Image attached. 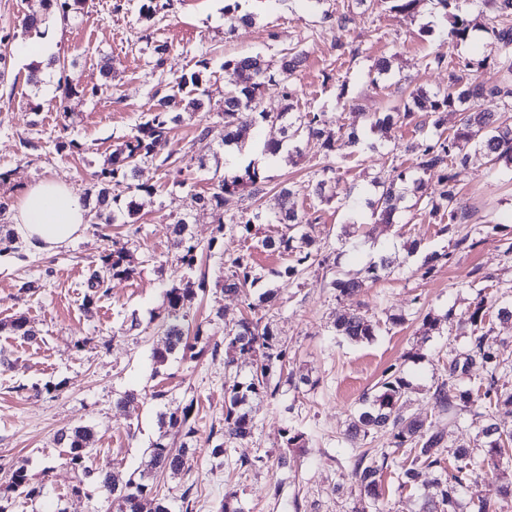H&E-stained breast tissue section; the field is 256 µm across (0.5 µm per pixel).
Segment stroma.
<instances>
[{"mask_svg":"<svg viewBox=\"0 0 512 512\" xmlns=\"http://www.w3.org/2000/svg\"><path fill=\"white\" fill-rule=\"evenodd\" d=\"M144 0H86L75 20H51L44 34H32L31 44L50 43L53 65L40 72L39 84L28 81L32 65L10 52L0 79V169L12 173L0 196L12 198L18 187L52 177L84 193L93 172L100 170L112 151L149 113L156 92H170L181 74L197 70L207 60L205 78L209 96L200 115L174 124L158 156L176 151L192 174L178 185L175 172L142 164L138 182L153 186L139 194L136 224L88 225L84 234L57 253L46 256L29 248L0 254V485L9 471L25 467L40 497L29 500L11 495L10 512H107L109 504L93 480L78 482L57 442L60 431L89 426L95 431L92 465L128 474L143 468L149 446L160 434L159 416L185 405L196 415V433L189 441L188 459L181 475L161 476L159 495L172 512H215L225 491L238 494L241 512H359L361 495L352 478L359 452L370 458L388 455L383 484L391 512H419L424 485L431 472H422L415 487L398 490L397 474L403 460L391 452L389 438L376 434L352 448L345 430L387 368H395L410 382L412 412L432 416L428 388L444 378L443 363L450 350L466 340L456 334V323L492 276L500 291L512 290V255L504 254L502 240L512 239V167H492L473 155L460 176L459 198L470 211L462 232L478 234L475 249L451 250L446 237L408 196L398 223H375L365 206L375 191V178L396 164L411 166L410 143L432 134V127L407 126L384 136L359 125V147L328 158L319 140H303L301 153L277 160L263 158L269 136L267 124L251 129L229 162L219 146V134L198 137L200 121L220 126L224 87L230 77L226 59L261 55L278 63L284 50L301 54L303 62L292 78L298 112L327 113L336 124H347L357 112H387L410 92L445 88L448 72L430 66L429 58L443 53L453 60H485L476 77L491 86L500 80L498 50L488 33L496 11L486 5L479 26L468 38L452 41V16L436 0H421L412 13L390 10L385 0H171L167 9L146 18ZM240 3L252 13L250 25L228 30L224 10ZM172 46L163 65H156L153 48ZM388 58L390 73L378 79L377 59ZM109 75H102L101 66ZM76 88L77 96L63 98L60 84ZM99 86L96 97L80 96L82 88ZM261 160L267 190L260 209L277 208L276 194L285 183L299 186L300 209L317 214L314 235L322 252L341 250L331 277L311 270L299 283L278 277L290 256L270 253L260 243H246L239 235L215 237L210 210L191 204V194H208L231 167ZM335 163L338 174L332 201L309 195L306 186L315 172ZM186 218L199 245L195 276L206 277L205 296L190 310L199 325L203 352L193 362L170 356L164 364L152 358L161 333L152 318L161 311L166 284L179 279L172 248V226ZM361 225L358 246L342 248V225ZM125 243L138 273L132 279H114L109 294L90 298L88 279L111 241ZM418 241V252L407 250ZM250 249L262 275L261 288H278L274 307L277 331L290 352V372L308 377L297 387L282 384L276 397L250 402L256 424L253 439L227 447L213 458L217 442L213 424L224 417L223 356L213 355L224 343V326L245 316L240 297L222 293L214 283L224 274L229 257ZM452 251L449 263L437 264L430 275L419 268L433 252ZM388 256L394 271L348 300L337 297L330 278L347 279L380 256ZM33 290L22 291L26 282ZM376 318L404 315L403 325L381 330L369 343L351 344L336 338L331 325L353 309ZM442 317L441 330L419 332L426 314ZM26 317L37 330L27 341L7 330L14 318ZM141 322L139 332H127L130 318ZM136 393L134 402L117 406L124 393ZM295 426L305 434L303 447L285 449L283 431ZM288 453L287 469L276 466ZM263 457V466L243 470L240 459ZM81 485L73 493V485ZM280 485V496L270 489ZM189 502H182V494Z\"/></svg>","mask_w":512,"mask_h":512,"instance_id":"obj_1","label":"stroma"}]
</instances>
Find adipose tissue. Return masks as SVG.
<instances>
[{"mask_svg":"<svg viewBox=\"0 0 512 512\" xmlns=\"http://www.w3.org/2000/svg\"><path fill=\"white\" fill-rule=\"evenodd\" d=\"M10 209L17 235L32 249L50 255L84 234L88 204L66 183L45 178L23 187Z\"/></svg>","mask_w":512,"mask_h":512,"instance_id":"ef3b65f1","label":"adipose tissue"}]
</instances>
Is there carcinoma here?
Here are the masks:
<instances>
[{
    "mask_svg": "<svg viewBox=\"0 0 512 512\" xmlns=\"http://www.w3.org/2000/svg\"><path fill=\"white\" fill-rule=\"evenodd\" d=\"M40 9L25 15L18 23V31L12 40H23L32 32L40 31L49 17L56 14L62 22L76 16L85 0H39ZM499 11L498 26L493 28V37L498 45V66L502 73L498 84L487 87L481 82H463L461 73L481 67V63L470 60L454 62L446 55L437 53L428 64L448 68V85L429 94L417 90L409 99L389 112H374L366 115L370 129L399 130L411 123L424 128L426 121H418L419 113L431 120L435 133L424 136L413 143L415 163L410 168L394 167L384 181H375L382 187L378 198L367 200L371 216L383 224L395 223L399 205L406 193L426 191L427 183L433 181L436 188L427 194L425 208L438 224V233L454 239V247L472 249L481 240L469 235L457 236L459 227L467 222L469 212L458 199V178L471 157V153L485 155L489 162L512 164V119L502 113L483 112L479 102L487 97H498L504 107L512 108V0H494ZM471 20L461 14L454 15L451 39L462 40L468 36ZM299 54L288 52L282 55L278 67L260 55H244L224 61V70L233 77L232 87L224 91V113H222V145L236 144L242 136L258 123L279 126L283 138L267 141L264 154L275 157L283 147V141L298 143L304 139H317L327 153H336L346 147L359 144L355 125L333 128L325 112H295L290 101L294 96L292 76L299 65ZM201 69L183 74L176 80L178 91L160 97L144 122L112 152V157L95 172L94 219L97 224H112L121 218H132L137 214L134 196L140 192H151V187L135 182L140 165L156 160L155 148L167 139L170 124L182 115L199 112L203 97L209 90L203 86V69L208 63H200ZM280 88L288 101L283 111L271 115L259 110V100L266 86ZM459 108L460 125L447 134L443 127V114L451 108ZM336 166L322 167L316 176L313 192L320 196L326 183L336 179ZM262 174L250 163L223 177L207 194L191 195V203L211 210L216 216V233L224 237L236 233L248 240L257 235V225L278 224L281 231L261 239V246L272 252L293 256L292 264L275 272L281 278L297 280L309 269L317 267L328 271L338 257L323 254L315 249L312 235L314 219L308 212L295 208L294 198L298 189L293 184L280 189L278 210L271 215L261 211L241 208L231 212V205L243 193L254 197L260 192ZM174 257L178 268L184 271L179 283L172 284L164 292V309L160 315L162 343L155 347L152 357L159 364L169 356L179 353L186 361H194L202 353L198 349L201 336L195 332L189 336L186 322L191 302L198 293H206L208 282L202 277L196 281L189 276L197 262L198 245L187 234V223L178 219L174 224L172 240ZM101 268L93 270L89 288L93 294L106 292L108 282L114 277L130 279L137 274L136 267L127 260L125 247L112 242L100 256ZM221 290L226 294L242 295L252 317H243L231 329H224V368L234 366V355L250 353L256 357V368L247 383L237 379L224 381V424L216 430L221 442L212 448L213 457L224 454V446L250 439L255 423L244 406L251 397L260 395L274 397L279 393L281 382L272 381L273 365L288 363V347L274 330L272 318L256 314V309L271 304L278 289L267 288L258 295V302L250 299V289L262 279L247 250L225 261ZM393 272L392 262L383 256L372 262L361 279H334L331 287L342 297H353L367 282L376 281ZM496 311V318L504 325H512V302H503L496 295L482 296L473 308L463 314L457 322L461 336L469 337L468 345L448 356L445 371L448 378L428 390V403L437 415L447 418L446 428L459 424L460 416L471 415V423L477 428L478 447L460 444L447 446L445 428L431 429L425 418L407 413L403 398L409 382L398 370L387 369L374 386L375 393L364 395L361 408L351 421L346 438L355 443L369 436L384 433L389 435L391 447L403 450L409 463L401 466L398 473V488L406 489L414 484L418 469L440 472L434 479L433 491L425 495L422 512H496L490 501L473 491L476 480L473 476L486 466L498 468L512 464V421L498 419L489 410L501 404H512V389L500 385V381L512 371V365L500 358L499 353L487 344L486 317ZM405 322L402 315L390 314L385 322L355 311L336 320L333 324L336 335L354 342H370L381 330V325L392 327ZM483 374L478 386L471 385L473 370ZM161 425L172 429L186 439L193 437L196 416L193 404L186 405L181 413L161 415ZM95 435L88 426L75 427L58 436V443L66 448L68 463L84 478L93 477L105 498L115 506V512H143V501L158 496L157 476H177L185 466L188 444L179 447L166 441L162 434L148 448V460L141 470L130 473L121 480L115 473L97 471L88 465ZM389 455L381 461L358 456L354 462L352 476L363 492L364 500L358 512H390L384 504L382 487L383 469L388 467ZM7 491L18 493L27 499L41 496L40 488L30 484L27 471L19 467L11 472Z\"/></svg>",
    "mask_w": 512,
    "mask_h": 512,
    "instance_id": "1",
    "label": "carcinoma"
}]
</instances>
